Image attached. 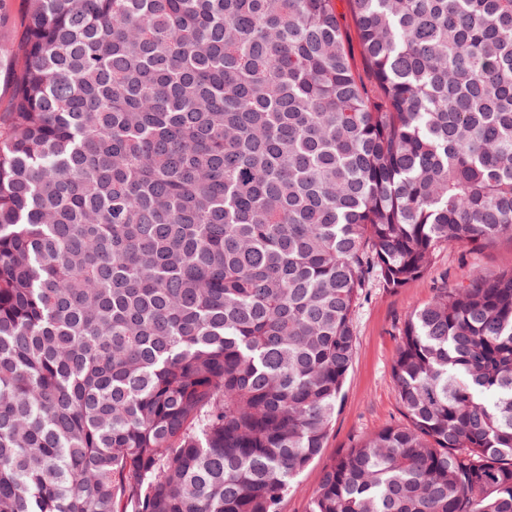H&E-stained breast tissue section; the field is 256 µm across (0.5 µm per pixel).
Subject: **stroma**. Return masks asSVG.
I'll list each match as a JSON object with an SVG mask.
<instances>
[{
    "label": "stroma",
    "instance_id": "stroma-1",
    "mask_svg": "<svg viewBox=\"0 0 512 512\" xmlns=\"http://www.w3.org/2000/svg\"><path fill=\"white\" fill-rule=\"evenodd\" d=\"M28 0H0V116L13 99V74L26 38ZM476 269L498 273L512 269V238L475 250L446 246L438 250L429 271L405 288L390 290L372 282L355 311L357 345L343 396L328 437L279 512H306L324 470L352 448L360 437L406 420L392 382L391 364L402 328L414 308L430 301L442 285H456Z\"/></svg>",
    "mask_w": 512,
    "mask_h": 512
}]
</instances>
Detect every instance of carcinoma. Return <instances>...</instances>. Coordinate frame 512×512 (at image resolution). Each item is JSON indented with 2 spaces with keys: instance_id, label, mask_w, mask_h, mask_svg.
I'll use <instances>...</instances> for the list:
<instances>
[{
  "instance_id": "cac0c4a2",
  "label": "carcinoma",
  "mask_w": 512,
  "mask_h": 512,
  "mask_svg": "<svg viewBox=\"0 0 512 512\" xmlns=\"http://www.w3.org/2000/svg\"><path fill=\"white\" fill-rule=\"evenodd\" d=\"M0 133V512H279L366 282L512 238V0H28ZM307 512H512V270L407 318ZM336 8L341 16L343 35L352 57L354 69L366 84H370L372 81L371 70L361 52L357 28L349 14L346 0H336Z\"/></svg>"
}]
</instances>
